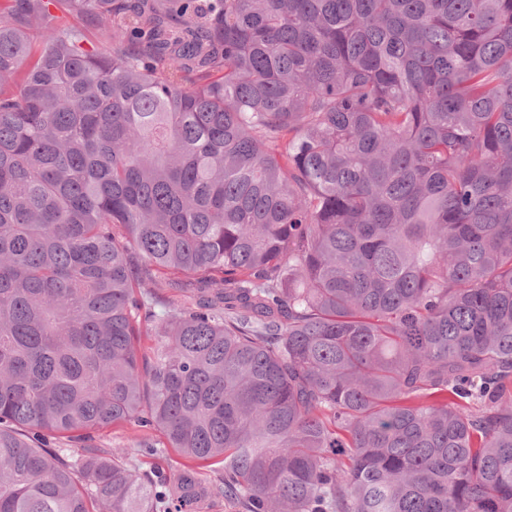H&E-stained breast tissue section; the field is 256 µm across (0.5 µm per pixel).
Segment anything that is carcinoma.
Listing matches in <instances>:
<instances>
[{
	"label": "carcinoma",
	"mask_w": 512,
	"mask_h": 512,
	"mask_svg": "<svg viewBox=\"0 0 512 512\" xmlns=\"http://www.w3.org/2000/svg\"><path fill=\"white\" fill-rule=\"evenodd\" d=\"M51 2L0 0V512H512V0H66L107 53ZM50 11L58 24L83 30L88 40L86 46H92L100 51L111 48L110 32L106 27L90 24L82 14L69 11L65 6H50ZM158 434L154 431H145L133 424H124L112 427L111 430L96 436L89 444L99 448H112L114 452L124 448H136L145 440L157 441ZM133 463L143 470H149L150 468L163 470L173 481L182 468L184 460L172 448H167L163 453L154 456H137L133 458Z\"/></svg>",
	"instance_id": "cac0c4a2"
}]
</instances>
